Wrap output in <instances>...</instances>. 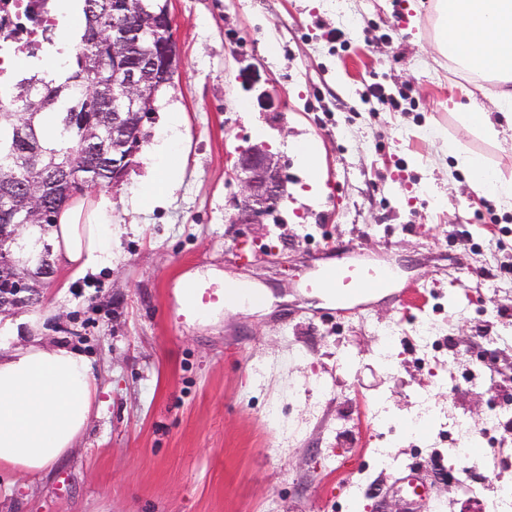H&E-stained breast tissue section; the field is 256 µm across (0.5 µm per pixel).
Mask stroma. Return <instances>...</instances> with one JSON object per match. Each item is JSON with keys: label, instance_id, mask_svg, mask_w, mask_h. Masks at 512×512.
Masks as SVG:
<instances>
[{"label": "stroma", "instance_id": "stroma-1", "mask_svg": "<svg viewBox=\"0 0 512 512\" xmlns=\"http://www.w3.org/2000/svg\"><path fill=\"white\" fill-rule=\"evenodd\" d=\"M181 66L143 126V142L112 196V265L73 281L54 267L36 311L44 339L88 355L101 407L73 450L47 470H0V512H417L397 487L413 467L447 463L446 421L422 438L404 431L423 397L483 427L499 390L465 382L478 350L512 336V210L475 197L449 154L463 142L512 179V147L464 126L449 100L470 89L496 111L497 82L434 51L432 0H171ZM399 99L366 102L368 86ZM177 115L183 150L163 206L136 207L146 155ZM311 141L315 172L296 151ZM267 143L285 166L276 217L239 224L235 151ZM245 244L252 262L225 250ZM382 265L393 288L418 287L407 306L385 293L350 300L307 284L332 250ZM200 288L260 293V305L214 304L182 318L180 278ZM472 304L449 317L453 289ZM433 323L442 349L423 362L414 338ZM400 336L393 366L375 353ZM458 363L445 374L447 346ZM353 357L340 362L341 354ZM327 384V391L315 388ZM276 407L269 424L265 413ZM387 416L370 430L372 408ZM469 479L512 483V450L479 443ZM359 464L351 481L336 459ZM427 512H476L456 482L427 478Z\"/></svg>", "mask_w": 512, "mask_h": 512}]
</instances>
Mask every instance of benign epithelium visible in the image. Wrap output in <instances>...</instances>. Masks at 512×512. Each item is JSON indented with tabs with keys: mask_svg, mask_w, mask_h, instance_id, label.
I'll return each instance as SVG.
<instances>
[{
	"mask_svg": "<svg viewBox=\"0 0 512 512\" xmlns=\"http://www.w3.org/2000/svg\"><path fill=\"white\" fill-rule=\"evenodd\" d=\"M156 8L148 11L142 0H118L112 13V38L103 40L100 25L89 28L86 44L100 54L99 68L87 74L84 84L96 85L112 100V112L97 114L81 123V141L88 139L87 127L94 123L107 132L112 143V187L124 181L132 158L142 143V127L148 115L156 111L160 92L173 82L181 58L173 36V18L169 0H155ZM15 141L27 168L41 167L40 218L46 219L53 210L56 172L41 166L43 148L27 127L15 130ZM233 176L242 187L236 202L238 220L243 224H262L277 211L285 194L287 175L280 160L263 144L238 150ZM15 179H0V199L10 202L7 209L11 223L0 224V246L16 236L19 223H28V199L13 193ZM12 261L0 265V313L40 301L43 279L50 273L42 263L35 270L11 274Z\"/></svg>",
	"mask_w": 512,
	"mask_h": 512,
	"instance_id": "benign-epithelium-1",
	"label": "benign epithelium"
}]
</instances>
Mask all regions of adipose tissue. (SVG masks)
I'll return each instance as SVG.
<instances>
[{
  "mask_svg": "<svg viewBox=\"0 0 512 512\" xmlns=\"http://www.w3.org/2000/svg\"><path fill=\"white\" fill-rule=\"evenodd\" d=\"M437 36L433 47L468 71L504 84V103L512 102V0H436ZM156 143L148 161L152 179L136 190L141 208L165 203L178 172L171 158L181 149L178 121ZM451 154L472 192L491 195L512 207V183L455 143ZM112 202L102 196L76 201L56 223L26 225L15 254L28 257L36 241L47 242L51 258L80 277L112 261ZM45 317L32 312L21 321L0 315V465L39 473L63 458L85 431L98 407L99 390L88 357L68 344H44Z\"/></svg>",
  "mask_w": 512,
  "mask_h": 512,
  "instance_id": "ef3b65f1",
  "label": "adipose tissue"
}]
</instances>
